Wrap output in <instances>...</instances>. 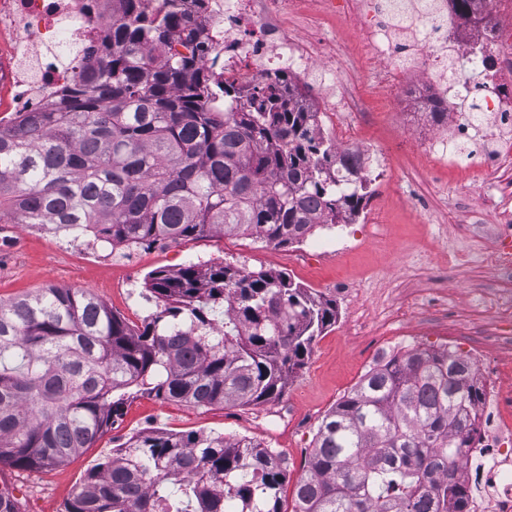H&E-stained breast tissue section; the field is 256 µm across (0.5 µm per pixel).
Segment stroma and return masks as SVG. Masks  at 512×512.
<instances>
[{
    "instance_id": "1",
    "label": "stroma",
    "mask_w": 512,
    "mask_h": 512,
    "mask_svg": "<svg viewBox=\"0 0 512 512\" xmlns=\"http://www.w3.org/2000/svg\"><path fill=\"white\" fill-rule=\"evenodd\" d=\"M298 36L322 38L343 57L337 94L357 93L369 120L362 140L383 161L371 178V197L347 224L320 226L302 243L275 247L253 236L214 235L177 247L122 250L63 244L39 224L0 219V299L36 293L49 284L84 288L116 315L142 326L156 311L145 282L157 269L224 262L265 268L336 304L337 320L312 344L305 366L275 402L198 408L140 395L94 444L68 464L29 473L0 466V487L10 488L21 512H63L87 470L113 448L153 430L246 436L280 451L288 461L282 498L291 502L322 417L347 394L381 353H394L409 335L431 342L458 340L464 332L495 336L499 322L481 298L506 290L486 257L512 245V182L473 180L470 160L430 162L421 142L431 129L409 113L364 63L361 30L341 0H302L288 18ZM463 245L465 267L448 264V248Z\"/></svg>"
}]
</instances>
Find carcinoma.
Here are the masks:
<instances>
[{"mask_svg":"<svg viewBox=\"0 0 512 512\" xmlns=\"http://www.w3.org/2000/svg\"><path fill=\"white\" fill-rule=\"evenodd\" d=\"M104 48L38 112L0 125V217L138 249L216 234L300 243L349 222L369 180L283 73L219 85L178 0H117ZM141 327L93 293L47 285L0 302V464L80 455L138 394L195 407L279 399L336 304L224 263L152 272ZM483 390L448 348L375 362L322 418L293 512H465L463 449ZM288 462L245 436L158 432L87 471L64 512H285Z\"/></svg>","mask_w":512,"mask_h":512,"instance_id":"cac0c4a2","label":"carcinoma"}]
</instances>
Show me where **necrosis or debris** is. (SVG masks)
Segmentation results:
<instances>
[{"instance_id":"necrosis-or-debris-1","label":"necrosis or debris","mask_w":512,"mask_h":512,"mask_svg":"<svg viewBox=\"0 0 512 512\" xmlns=\"http://www.w3.org/2000/svg\"><path fill=\"white\" fill-rule=\"evenodd\" d=\"M299 0H182L197 22L205 62L220 80L248 86L288 72L299 99L310 111L353 118L351 98H335L341 60L288 29V14ZM112 0H0V32L13 38L0 53V87L8 86L10 112L49 105L56 89L69 83L84 54L106 39ZM348 14L361 21L365 51L390 88L405 95L411 111L433 103L448 110V124L424 147L436 161H455L461 146L478 143L480 172L512 177V56L495 58L479 77L471 50L512 46V22H504L498 0H481L461 15L453 0H348ZM320 93L309 97L308 83ZM455 353L477 375L486 376L484 402L475 412L469 450L475 468L465 477L475 494L469 512H512V370L489 375L482 343L461 341Z\"/></svg>"}]
</instances>
